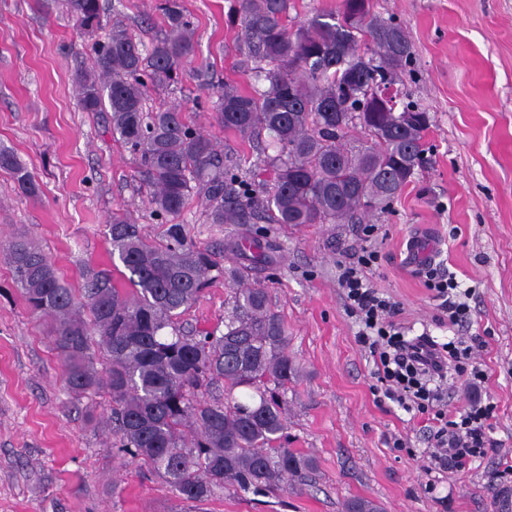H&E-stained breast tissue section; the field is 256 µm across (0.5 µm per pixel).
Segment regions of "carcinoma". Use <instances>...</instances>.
Here are the masks:
<instances>
[{
    "label": "carcinoma",
    "instance_id": "cac0c4a2",
    "mask_svg": "<svg viewBox=\"0 0 512 512\" xmlns=\"http://www.w3.org/2000/svg\"><path fill=\"white\" fill-rule=\"evenodd\" d=\"M66 2L80 33L101 27L99 0ZM289 9L290 0H233L246 45L238 71L264 87L226 81L213 106L226 132L247 138L268 132L276 149L263 158L274 173L270 186L256 192L178 107H145L148 90L176 82L196 54L182 0H161L164 36L147 49L112 25L107 41L92 47V70L78 75L77 84L83 110L109 113L112 137L136 156L151 213L168 225L164 241L145 240L126 213H112L109 242L124 267L125 289L107 271H89L81 287L67 286L28 240L0 248L28 310L53 337L73 397L106 389L122 452L150 464L178 501L193 506L216 489H278L315 463L274 446L286 424L280 392L298 368L266 289H236L235 314L221 333L181 329V316L209 284L238 272L175 219L198 195L210 224L260 225L249 242L252 261L262 263L268 233L262 225L342 224L385 212L426 163L429 113L410 100L396 108L380 96V85L395 83L412 63L403 27L376 15L372 0H341L337 10L299 22L288 18ZM356 126L371 145L347 144ZM0 169L14 174L23 193H36L12 151L0 148ZM79 307L90 320L77 315ZM95 336L108 361L102 372L91 349ZM219 379L225 400L200 397ZM242 387L257 398L238 399L233 391ZM347 512L382 508L355 498Z\"/></svg>",
    "mask_w": 512,
    "mask_h": 512
}]
</instances>
